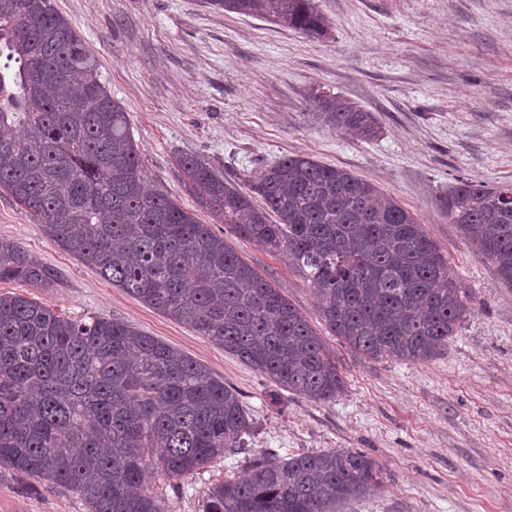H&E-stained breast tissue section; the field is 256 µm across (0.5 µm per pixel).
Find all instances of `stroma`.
Segmentation results:
<instances>
[{"label":"stroma","mask_w":512,"mask_h":512,"mask_svg":"<svg viewBox=\"0 0 512 512\" xmlns=\"http://www.w3.org/2000/svg\"><path fill=\"white\" fill-rule=\"evenodd\" d=\"M51 2L128 113L150 184L192 210L181 153L228 178L295 154L346 168L424 224L475 304L447 351L425 363L364 361L327 336L343 391L326 403L286 392L275 400L265 376L113 287L0 190V239L61 275L50 290L2 281L0 294L131 324L205 365L252 415L248 448L178 484L156 480L164 512H204L209 487L244 476L253 456L351 448L373 457L382 485L344 512H512V287L439 205L459 177L512 181V0H314L331 23L320 41L206 0ZM312 88L373 112L380 134L363 140L324 126ZM227 241L324 333L320 301L287 257ZM0 512L87 508L74 491H34L4 469Z\"/></svg>","instance_id":"35a3bbf8"}]
</instances>
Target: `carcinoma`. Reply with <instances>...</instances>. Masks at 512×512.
I'll list each match as a JSON object with an SVG mask.
<instances>
[{
  "mask_svg": "<svg viewBox=\"0 0 512 512\" xmlns=\"http://www.w3.org/2000/svg\"><path fill=\"white\" fill-rule=\"evenodd\" d=\"M0 0V189L64 251L112 286L191 326L279 389L333 400L345 379L327 343L215 225L145 184L123 105L51 0ZM269 18L310 40L329 21L312 0H208ZM332 130L374 139L375 115L316 89ZM176 165L206 211L236 237L288 256L323 299L322 320L357 356H440L474 311L448 259L397 200L348 169L284 156L240 181L196 155ZM512 183L458 178L448 221L512 286ZM58 285V272L0 240V282ZM239 393L138 328L74 318L0 295V468L35 486L75 490L89 512H162L147 474L169 482L246 447ZM380 487L357 449L263 453L243 477L212 486L207 512H341Z\"/></svg>",
  "mask_w": 512,
  "mask_h": 512,
  "instance_id": "cac0c4a2",
  "label": "carcinoma"
}]
</instances>
